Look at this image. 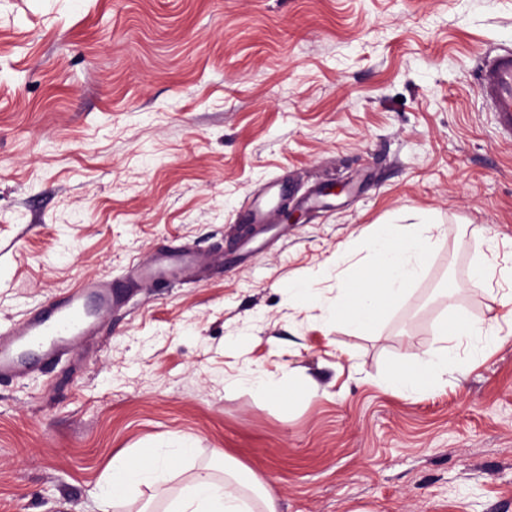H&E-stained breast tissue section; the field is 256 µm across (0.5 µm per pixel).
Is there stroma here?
I'll use <instances>...</instances> for the list:
<instances>
[{
    "instance_id": "obj_1",
    "label": "stroma",
    "mask_w": 512,
    "mask_h": 512,
    "mask_svg": "<svg viewBox=\"0 0 512 512\" xmlns=\"http://www.w3.org/2000/svg\"><path fill=\"white\" fill-rule=\"evenodd\" d=\"M499 49L512 0H0V330L161 248L211 262L0 382V512H163L148 487L112 508L99 490L169 438L179 480L220 474L219 448L278 512H512V321L481 355L448 336L459 367L412 396L390 381L512 286V140L479 86ZM272 182L299 221L247 239ZM422 223L440 235L406 295L363 331L325 325L367 239ZM298 284L319 304L296 309ZM485 247V250H483ZM497 241L494 237H489L477 243L476 250L479 258L473 268V277L476 281L482 282L488 278L493 268V260L497 252Z\"/></svg>"
}]
</instances>
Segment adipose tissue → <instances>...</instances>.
I'll use <instances>...</instances> for the list:
<instances>
[{"mask_svg":"<svg viewBox=\"0 0 512 512\" xmlns=\"http://www.w3.org/2000/svg\"><path fill=\"white\" fill-rule=\"evenodd\" d=\"M435 230L432 224H413L405 234L386 230L370 239L371 268L359 286L337 288L335 300L323 308L324 320H343L354 329L375 323L423 275L436 244ZM416 363L418 373L402 370L395 377L407 397L422 387V371H445L456 361L447 347L438 346L418 353ZM186 452L183 440L171 438L157 444L148 456L133 452L113 460L112 478L102 486L101 499L116 501L146 486L164 499L165 512H277L274 486L240 464L220 478L196 474L178 491H171L174 467Z\"/></svg>","mask_w":512,"mask_h":512,"instance_id":"ef3b65f1","label":"adipose tissue"}]
</instances>
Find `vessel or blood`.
I'll return each mask as SVG.
<instances>
[{
	"label": "vessel or blood",
	"instance_id": "obj_1",
	"mask_svg": "<svg viewBox=\"0 0 512 512\" xmlns=\"http://www.w3.org/2000/svg\"><path fill=\"white\" fill-rule=\"evenodd\" d=\"M480 90L495 115L503 138L512 139V51L488 55L481 69ZM281 194L279 186H270L264 198L248 206V220L253 224L266 221V214ZM193 254L186 249L166 250L145 263L129 269L123 279L83 280L67 294L51 301L41 311H32L7 331L0 332V377L14 371L26 360L27 351H42L49 360L62 356L63 346L98 329L95 311H109L120 303L125 293L142 282H165L177 270L194 265Z\"/></svg>",
	"mask_w": 512,
	"mask_h": 512
}]
</instances>
